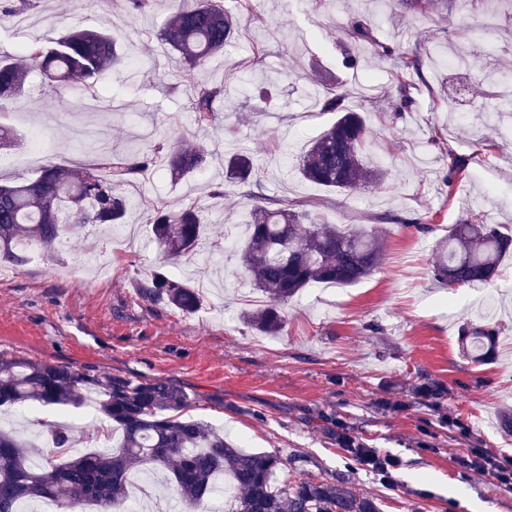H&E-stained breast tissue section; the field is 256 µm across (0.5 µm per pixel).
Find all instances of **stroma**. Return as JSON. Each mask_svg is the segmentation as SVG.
<instances>
[{
    "label": "stroma",
    "mask_w": 512,
    "mask_h": 512,
    "mask_svg": "<svg viewBox=\"0 0 512 512\" xmlns=\"http://www.w3.org/2000/svg\"><path fill=\"white\" fill-rule=\"evenodd\" d=\"M427 14L401 13L376 0H257L259 17L240 24L208 70L183 65L160 33L171 0L150 14H113L100 0H42L22 19L0 17V53L66 29H116L130 66L97 84L102 104L77 112L70 90H48L33 78L6 123L13 146L0 150V178L20 182L46 164L84 163L67 117L78 114L91 139L123 151L148 149L161 132L201 146L202 170L174 180L161 171L127 188L130 239L121 257L92 266L83 251L93 227L74 230L60 258L38 255L0 276V354L65 364L79 373L163 379L187 392L190 415L224 432L248 452L292 462L278 481L301 474L338 479L384 500L383 512H512V488L462 463L475 452L512 457V256L498 280L451 288L434 275L437 243L451 224L478 214L485 197L495 221H512V105L490 98L488 81L512 93V0H436ZM375 39L397 41L419 55L433 46L467 43L478 68L424 67V89L410 112L393 106L392 61L347 37L353 22ZM353 55L357 68L342 66ZM231 75L239 95L200 133L189 87L206 72ZM348 90V106L365 115L368 158L388 172L378 186L336 193L300 179L302 153L335 119L309 95L310 79ZM255 159L247 184L224 180V132ZM465 166L445 184L449 154ZM223 184V195L212 188ZM196 203L209 233L186 266L203 302L193 314L137 298L133 285L152 271L147 201ZM294 199L331 224H365L385 234L384 261L367 279L302 290L283 308L285 326L267 336L248 326L246 311L262 294L237 258L211 263L214 243L241 236L258 198ZM497 331L491 363L461 351L463 324ZM63 409L58 422L76 430L73 452L100 450L89 430L102 428L95 407ZM347 434L399 464L387 474L360 465Z\"/></svg>",
    "instance_id": "stroma-1"
}]
</instances>
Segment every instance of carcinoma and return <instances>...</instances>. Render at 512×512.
Wrapping results in <instances>:
<instances>
[{
    "label": "carcinoma",
    "instance_id": "obj_1",
    "mask_svg": "<svg viewBox=\"0 0 512 512\" xmlns=\"http://www.w3.org/2000/svg\"><path fill=\"white\" fill-rule=\"evenodd\" d=\"M108 11L147 13L154 0H103ZM39 0H0V15L15 17L38 8ZM255 11L253 0H239L238 16L224 11V0H191L175 6L161 36L191 66L203 69L233 37L240 18ZM351 35L372 42L376 53L394 61V109L410 110L415 85L405 79L418 74L421 58L397 43L372 38L359 22ZM127 65L112 34L76 29L47 47L39 40L23 45L15 56L0 58V118L24 93L29 75L39 74L52 87H75L80 95L99 99L96 83L106 71ZM232 97L222 78H206L190 87L191 111L199 129L213 126L219 106ZM315 105L338 114L300 158L304 180L344 193L377 185L386 171L364 160L370 139L363 117L349 110L337 88L315 90ZM206 162L200 148L180 146L159 137L149 153H112L91 168L47 165L19 183L0 184V264L21 266L28 249L53 256L68 225L99 224L113 228L125 222L130 200L114 192L116 185H133L158 165L185 177ZM251 159L238 151L224 155V180L245 183L252 175ZM152 239L159 265L135 284L136 294L161 308L189 315L203 301L187 280L169 275L167 264L194 252L207 231L200 209L190 203L178 210L160 198L149 204ZM242 268L265 296V304L244 313L256 330L275 336L284 327L282 307L313 283L339 287L370 276L382 263L381 231L360 225L327 224L286 199L262 201L252 208L244 237L231 244ZM512 252V234L483 221L466 218L453 224L439 245L434 271L437 279L458 284L487 285L500 274ZM494 329H461L463 352L476 363L495 357ZM102 396L97 411L119 432L110 452L72 457L70 431L48 424L55 457L45 455L13 429L0 428V512H16L24 500H52L77 512L85 503L102 512H116L128 498V478L134 471L168 469L177 498L197 507L229 477L232 512H383L382 499L356 492L347 480L298 478L277 484L274 475L286 460L277 454L250 453L224 434L187 415L189 396L164 381L141 382L112 375L77 373L65 364L0 355V407L37 404L62 408L80 406L85 392Z\"/></svg>",
    "mask_w": 512,
    "mask_h": 512
}]
</instances>
